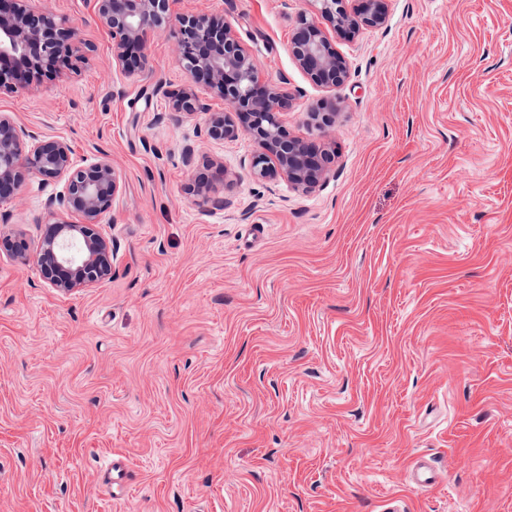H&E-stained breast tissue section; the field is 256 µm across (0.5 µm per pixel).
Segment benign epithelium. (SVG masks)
Returning a JSON list of instances; mask_svg holds the SVG:
<instances>
[{
	"label": "benign epithelium",
	"instance_id": "obj_1",
	"mask_svg": "<svg viewBox=\"0 0 512 512\" xmlns=\"http://www.w3.org/2000/svg\"><path fill=\"white\" fill-rule=\"evenodd\" d=\"M312 2L337 30L354 31L360 22L379 26L386 19L385 0H361L362 9L355 18L344 9V0ZM97 14L112 35L115 63L134 71L144 61L147 31L166 26L170 0H97ZM74 36L47 10L33 11L25 0H0V95L29 86L43 70L72 67ZM176 43L191 86L177 91L161 85L155 88L168 99L171 111L191 115L201 108L195 90L201 85L230 108L211 113L208 136L226 140L245 134L259 144L261 151L250 163L255 178L281 177L304 189L326 178L333 154L287 132L281 114L288 94L262 80L255 61L223 19L183 16ZM290 50L315 84L333 89L347 79L345 59L305 13L298 15L292 28ZM31 177L64 182V190L49 198L46 207L52 216L60 212L73 220L48 222L32 258L26 244L11 235H0V248L20 263L34 260L45 282L62 292L91 288L111 278L112 242L95 229L121 186L111 161L102 157L88 166H78L65 141H29L12 116L1 112L0 203L13 200Z\"/></svg>",
	"mask_w": 512,
	"mask_h": 512
}]
</instances>
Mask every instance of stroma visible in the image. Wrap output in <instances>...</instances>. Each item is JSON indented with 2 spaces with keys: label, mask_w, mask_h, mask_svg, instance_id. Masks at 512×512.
Instances as JSON below:
<instances>
[{
  "label": "stroma",
  "mask_w": 512,
  "mask_h": 512,
  "mask_svg": "<svg viewBox=\"0 0 512 512\" xmlns=\"http://www.w3.org/2000/svg\"><path fill=\"white\" fill-rule=\"evenodd\" d=\"M26 4L83 59L0 112L122 183L111 279L62 293L0 251V512H512V0H386L381 26L329 32L333 89L289 50L308 0H175L223 17L290 94L285 129L333 151L308 191L253 178L250 137H208L223 100L155 94L188 83L174 25L130 73L96 0ZM62 189L28 181L0 232L36 246ZM114 453L123 501L97 476ZM420 455L442 486L409 483Z\"/></svg>",
  "instance_id": "obj_1"
}]
</instances>
